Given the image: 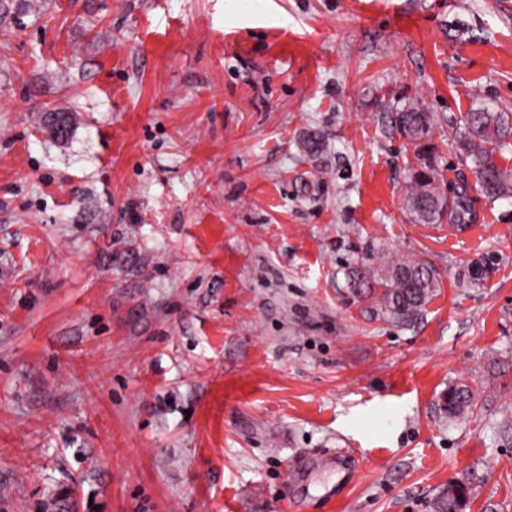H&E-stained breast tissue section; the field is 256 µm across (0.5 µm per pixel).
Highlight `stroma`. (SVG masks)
I'll return each instance as SVG.
<instances>
[{
  "label": "stroma",
  "mask_w": 512,
  "mask_h": 512,
  "mask_svg": "<svg viewBox=\"0 0 512 512\" xmlns=\"http://www.w3.org/2000/svg\"><path fill=\"white\" fill-rule=\"evenodd\" d=\"M412 102L512 114V0H0V512H512V198L417 223ZM345 277L355 297L374 299L377 311L403 323L417 319L440 286L435 270L424 260L392 256L377 266L369 247ZM439 411L448 419H458L472 414L477 407L474 388L466 381L448 384L441 393ZM472 494V486L465 481H450L433 499L434 512H464Z\"/></svg>",
  "instance_id": "1"
}]
</instances>
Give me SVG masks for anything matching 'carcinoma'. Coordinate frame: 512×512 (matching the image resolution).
Wrapping results in <instances>:
<instances>
[{
	"instance_id": "1",
	"label": "carcinoma",
	"mask_w": 512,
	"mask_h": 512,
	"mask_svg": "<svg viewBox=\"0 0 512 512\" xmlns=\"http://www.w3.org/2000/svg\"><path fill=\"white\" fill-rule=\"evenodd\" d=\"M58 115L61 123L53 126L45 115L43 125L54 138L65 140L73 130L74 119L68 112L60 111ZM437 124V115L414 103L392 114V130L414 143L417 157V167L406 183V208L420 223L436 224L446 218L463 230L469 223L470 200L459 187L453 194H446L432 138ZM448 128L458 162L472 170L481 194L492 202L511 198L512 168L498 159L512 135L508 113L480 106L449 118ZM301 145L307 155L317 157L324 151L325 140L312 132ZM345 277L355 297L374 300L377 311L403 323L417 319L440 287L435 270L424 260L402 255L377 264L369 247L346 270ZM438 406L440 413L450 419L465 417L477 407L474 388L466 381L451 383L441 393ZM471 494L469 483L450 481L435 495L434 512H465Z\"/></svg>"
}]
</instances>
